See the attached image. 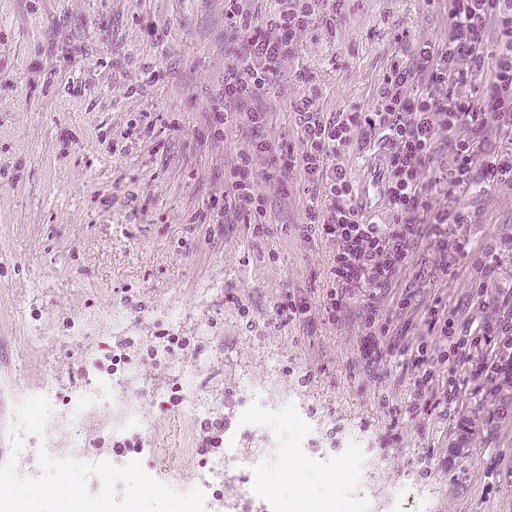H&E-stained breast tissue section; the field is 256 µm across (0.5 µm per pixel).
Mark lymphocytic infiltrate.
Returning <instances> with one entry per match:
<instances>
[{"mask_svg":"<svg viewBox=\"0 0 512 512\" xmlns=\"http://www.w3.org/2000/svg\"><path fill=\"white\" fill-rule=\"evenodd\" d=\"M245 2L224 0V97L241 109L252 139L230 169L210 223L241 219L263 229L275 220L263 184L301 174L311 188L303 230L334 246L322 314L336 324L354 313L367 366L384 367L395 354L410 361L418 371L413 397L428 416L457 398L460 371L480 384L512 375V299L491 294L502 243L474 239L479 215L459 202L512 188V0H448L447 36L415 41L394 59L369 110L322 112L312 95L299 97L291 104L296 148L269 137L273 116L253 103L294 56L301 34L335 27L344 0H269L258 17ZM374 145L384 151L383 167L372 171L385 199L383 222L364 215L339 162ZM263 158L270 166L261 171ZM422 243L439 278L458 277L468 263L479 309L469 327H460L441 293L421 304L423 283L411 268ZM413 309L427 335L448 348L385 346L394 313Z\"/></svg>","mask_w":512,"mask_h":512,"instance_id":"1","label":"lymphocytic infiltrate"}]
</instances>
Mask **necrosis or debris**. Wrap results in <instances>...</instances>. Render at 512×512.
I'll return each mask as SVG.
<instances>
[{"instance_id": "obj_1", "label": "necrosis or debris", "mask_w": 512, "mask_h": 512, "mask_svg": "<svg viewBox=\"0 0 512 512\" xmlns=\"http://www.w3.org/2000/svg\"><path fill=\"white\" fill-rule=\"evenodd\" d=\"M109 317L110 329L129 328L122 308L88 309L73 317L62 333L73 345H81L98 335L102 317ZM207 360L196 356L194 367L172 363L173 384L179 396L172 399L166 390L151 386L138 367L121 357L104 362L91 357L84 385L77 390L63 389L54 375H46L34 391L24 393L18 416L19 450L13 458V470L30 475L29 444L40 450L44 469L59 473L67 458L78 455L82 446L84 422L100 417V426L113 436L130 443L148 433L150 424L133 392H149L158 410L173 418L194 419L209 413L213 402L197 392L194 378ZM239 397L234 404L235 426L224 435L223 454L208 458L191 472H177L144 464L140 457L126 456L120 462L121 473L139 471L144 486L164 484L168 489H183L194 499L198 512H243L251 502L253 512H291L292 499L272 496L262 478L275 466L283 449H291L301 469L337 475L339 498L323 499L316 512H336L337 501L355 503L356 512H406L420 494L405 485L380 487L379 467L372 459L359 456L356 440L346 441L342 450L320 445V428L298 408L275 381L257 382L238 378Z\"/></svg>"}]
</instances>
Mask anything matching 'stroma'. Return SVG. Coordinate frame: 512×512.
<instances>
[{
    "mask_svg": "<svg viewBox=\"0 0 512 512\" xmlns=\"http://www.w3.org/2000/svg\"><path fill=\"white\" fill-rule=\"evenodd\" d=\"M448 31V0H346L335 33L306 31L260 102L273 114L270 137L296 143L291 102L314 89L324 112L369 108L393 55L415 39ZM157 75L140 84V66ZM224 0H0V476L13 480L14 512H28L33 492L42 512H63L48 493L55 477L16 476L12 423L20 399L55 372L63 388L81 385L98 337L74 348L58 338L67 319L87 305L124 308L139 325L112 335L110 348L128 354L152 385H169L166 366L148 349L181 315L175 360L192 365L208 349L214 362L199 380L217 411L191 423L142 407L152 430L140 456L189 470L173 452L184 427L205 435L237 399L236 375L268 377L269 355L280 359V384L294 394L332 440L359 436L358 451L377 459L383 484L423 492L427 512H512V386L495 397L461 392L418 436L411 397L415 371L385 366L360 389L354 318L321 316L289 323L276 315L281 296L322 300L332 246L304 238L305 183L266 186L277 222L253 235L244 224L213 233L202 221L223 200L225 173L249 141L230 121L216 136L210 115L224 89ZM312 78L303 86L296 69ZM149 114L151 131L139 126ZM380 150L345 156L369 214L384 201L368 167ZM482 221L477 239L505 240L497 276L512 290V190L470 197ZM43 310L52 344L35 350L15 324L31 304Z\"/></svg>",
    "mask_w": 512,
    "mask_h": 512,
    "instance_id": "1",
    "label": "stroma"
}]
</instances>
